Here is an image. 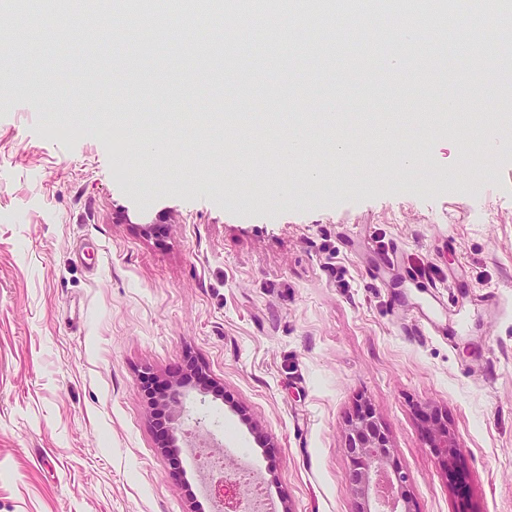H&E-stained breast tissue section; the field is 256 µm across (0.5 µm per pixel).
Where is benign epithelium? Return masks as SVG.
<instances>
[{"instance_id": "obj_1", "label": "benign epithelium", "mask_w": 512, "mask_h": 512, "mask_svg": "<svg viewBox=\"0 0 512 512\" xmlns=\"http://www.w3.org/2000/svg\"><path fill=\"white\" fill-rule=\"evenodd\" d=\"M163 405L169 407L170 414L158 418V432L164 438L166 447L175 450L178 448V422L185 412L178 385L170 387L163 397ZM422 438L437 456L446 461L457 457L455 437L437 411L429 415ZM346 449L352 460V468L346 477V489L358 500V512H371L372 502L379 505L376 512H397L405 476L398 469L391 468L389 438L372 413H360L349 421Z\"/></svg>"}]
</instances>
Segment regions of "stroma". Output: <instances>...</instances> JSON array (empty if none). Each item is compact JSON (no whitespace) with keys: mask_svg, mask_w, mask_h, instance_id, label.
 Listing matches in <instances>:
<instances>
[{"mask_svg":"<svg viewBox=\"0 0 512 512\" xmlns=\"http://www.w3.org/2000/svg\"><path fill=\"white\" fill-rule=\"evenodd\" d=\"M212 39L216 64L166 43L173 67L135 109L113 105L136 35L86 33L66 51L94 65L49 62L27 92L0 89V512H210L200 414L270 512H356L346 432L364 410L414 512H512V128L467 107L480 159L454 174L457 133L404 123L422 161L392 170L373 114L430 101L406 100L382 28L340 30L329 55ZM424 44L474 81L454 45ZM229 55L251 77L230 124ZM301 103L352 112L346 163L319 123L307 154L280 153ZM158 138L169 153L147 151ZM245 157L254 179L231 204ZM289 181L298 196L279 195ZM189 360L208 384H186L175 465L144 379L170 385ZM433 409L454 464L422 439Z\"/></svg>","mask_w":512,"mask_h":512,"instance_id":"obj_1","label":"stroma"}]
</instances>
